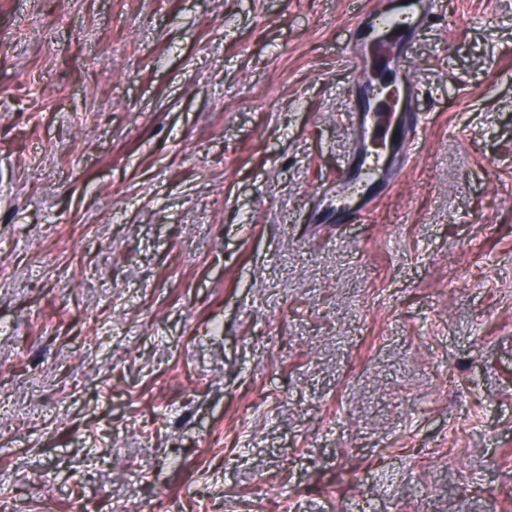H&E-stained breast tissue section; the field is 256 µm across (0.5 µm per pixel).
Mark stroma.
<instances>
[{
	"mask_svg": "<svg viewBox=\"0 0 512 512\" xmlns=\"http://www.w3.org/2000/svg\"><path fill=\"white\" fill-rule=\"evenodd\" d=\"M363 2L0 0L7 512H512V0H438L423 147L313 224Z\"/></svg>",
	"mask_w": 512,
	"mask_h": 512,
	"instance_id": "stroma-1",
	"label": "stroma"
}]
</instances>
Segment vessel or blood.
<instances>
[{
  "mask_svg": "<svg viewBox=\"0 0 512 512\" xmlns=\"http://www.w3.org/2000/svg\"><path fill=\"white\" fill-rule=\"evenodd\" d=\"M434 18L433 0H370L369 8L358 16L351 44L357 74L366 71L393 73L394 102H386L374 93L370 85L361 88L362 100L349 114L354 132V147L341 176L344 185L357 181L372 185L374 174L380 168L379 156L370 146L382 141L390 143L391 168L389 181H396L423 140L424 124L413 103L420 88L408 71L397 68L398 46L407 44L418 31ZM400 110L399 125L386 123L383 114L389 107ZM370 209L357 205L345 196L343 189L336 192V204L323 221L327 224L367 222Z\"/></svg>",
  "mask_w": 512,
  "mask_h": 512,
  "instance_id": "1",
  "label": "vessel or blood"
}]
</instances>
